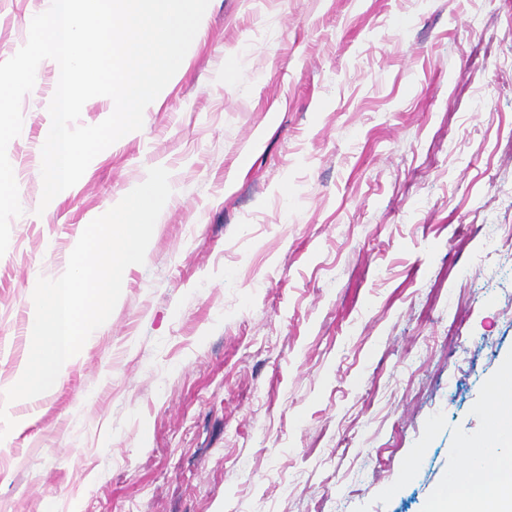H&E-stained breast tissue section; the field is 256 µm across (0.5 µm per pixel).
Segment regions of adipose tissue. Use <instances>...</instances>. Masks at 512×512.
<instances>
[{"label":"adipose tissue","mask_w":512,"mask_h":512,"mask_svg":"<svg viewBox=\"0 0 512 512\" xmlns=\"http://www.w3.org/2000/svg\"><path fill=\"white\" fill-rule=\"evenodd\" d=\"M471 455L478 465L451 472L447 487L434 496L431 512H512V411L495 412L491 439ZM488 470L498 475L492 492L485 484Z\"/></svg>","instance_id":"obj_1"}]
</instances>
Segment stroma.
Masks as SVG:
<instances>
[{
	"label": "stroma",
	"mask_w": 512,
	"mask_h": 512,
	"mask_svg": "<svg viewBox=\"0 0 512 512\" xmlns=\"http://www.w3.org/2000/svg\"><path fill=\"white\" fill-rule=\"evenodd\" d=\"M44 5L0 0V62ZM200 26L45 207L51 64L22 100L0 387L39 277L149 168L175 192L99 335L13 402L0 512H427L512 359V0H210Z\"/></svg>",
	"instance_id": "1"
}]
</instances>
